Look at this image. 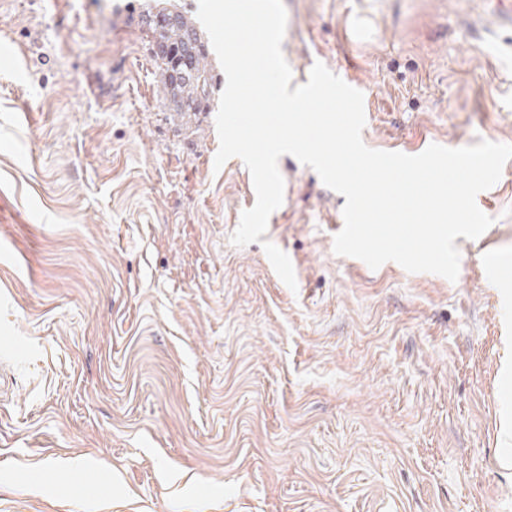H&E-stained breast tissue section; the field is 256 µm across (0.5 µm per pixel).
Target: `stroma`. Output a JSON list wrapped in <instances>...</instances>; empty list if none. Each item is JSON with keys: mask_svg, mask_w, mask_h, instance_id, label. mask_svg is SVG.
Listing matches in <instances>:
<instances>
[{"mask_svg": "<svg viewBox=\"0 0 512 512\" xmlns=\"http://www.w3.org/2000/svg\"><path fill=\"white\" fill-rule=\"evenodd\" d=\"M149 2L0 0V512H512V160L452 282L337 255L345 197L282 156L289 289L230 242L215 112L162 103ZM283 3L368 147L512 144L490 0Z\"/></svg>", "mask_w": 512, "mask_h": 512, "instance_id": "stroma-1", "label": "stroma"}]
</instances>
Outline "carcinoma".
Masks as SVG:
<instances>
[{"label": "carcinoma", "mask_w": 512, "mask_h": 512, "mask_svg": "<svg viewBox=\"0 0 512 512\" xmlns=\"http://www.w3.org/2000/svg\"><path fill=\"white\" fill-rule=\"evenodd\" d=\"M140 19L168 109L180 116L209 111L216 77L193 13L173 3L154 14L147 8Z\"/></svg>", "instance_id": "obj_1"}]
</instances>
